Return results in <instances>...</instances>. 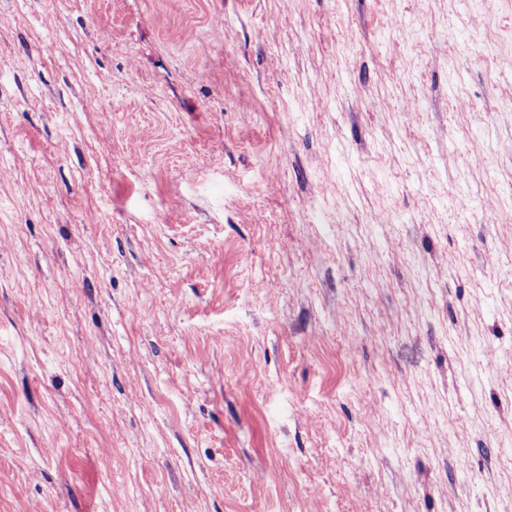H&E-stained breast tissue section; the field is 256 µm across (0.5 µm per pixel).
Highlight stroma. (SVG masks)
I'll return each instance as SVG.
<instances>
[{
    "mask_svg": "<svg viewBox=\"0 0 512 512\" xmlns=\"http://www.w3.org/2000/svg\"><path fill=\"white\" fill-rule=\"evenodd\" d=\"M512 0H0V512H512Z\"/></svg>",
    "mask_w": 512,
    "mask_h": 512,
    "instance_id": "1",
    "label": "stroma"
}]
</instances>
